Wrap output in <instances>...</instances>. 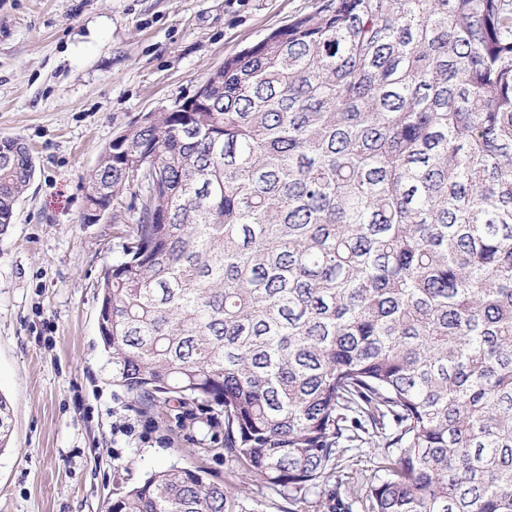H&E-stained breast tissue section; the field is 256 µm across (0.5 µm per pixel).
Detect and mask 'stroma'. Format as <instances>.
<instances>
[{
  "label": "stroma",
  "mask_w": 512,
  "mask_h": 512,
  "mask_svg": "<svg viewBox=\"0 0 512 512\" xmlns=\"http://www.w3.org/2000/svg\"><path fill=\"white\" fill-rule=\"evenodd\" d=\"M318 0H0V137L27 143L36 172L0 236V395L14 431L0 451V512H106L173 463L244 489L227 512H365L350 487L377 471L348 451L329 485L290 499L224 453L221 407L151 405L112 380L99 326L103 270L137 213L83 220L112 139L194 95L224 59Z\"/></svg>",
  "instance_id": "35a3bbf8"
}]
</instances>
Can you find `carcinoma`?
Returning <instances> with one entry per match:
<instances>
[{"instance_id":"obj_1","label":"carcinoma","mask_w":512,"mask_h":512,"mask_svg":"<svg viewBox=\"0 0 512 512\" xmlns=\"http://www.w3.org/2000/svg\"><path fill=\"white\" fill-rule=\"evenodd\" d=\"M203 83L88 182L138 210L98 283L114 382L222 407L268 487L373 448L367 512H512V0H319ZM34 173L1 137L0 235ZM229 494L171 466L107 512Z\"/></svg>"}]
</instances>
